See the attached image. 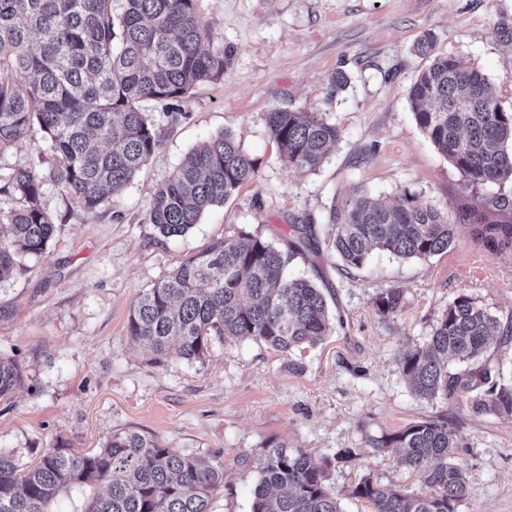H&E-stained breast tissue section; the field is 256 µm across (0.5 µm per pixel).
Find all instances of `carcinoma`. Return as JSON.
<instances>
[{
  "label": "carcinoma",
  "instance_id": "obj_1",
  "mask_svg": "<svg viewBox=\"0 0 512 512\" xmlns=\"http://www.w3.org/2000/svg\"><path fill=\"white\" fill-rule=\"evenodd\" d=\"M198 0H0V152L38 131L51 150L48 174L14 170L0 194L17 205L0 210V279L23 257H40L55 224L42 204L49 179L88 213L128 184L160 145L142 103L176 112L200 83L224 77L232 57L203 25ZM417 125L463 176L471 195L451 213L403 191L389 206L363 193L333 203L326 223L310 215L270 226L271 238L242 228L179 265L131 306L127 332L160 365L171 357L203 362L218 342L262 343L281 354L323 341L332 327L325 293L288 267L326 247L344 275L374 252L402 259L445 254L459 229L480 249L512 256V110L493 94L487 76L455 56L438 55L409 91ZM266 124L280 156L314 171L340 140L319 112L275 108ZM257 179L255 163L224 132L192 148L153 193L149 223L165 238L187 233L202 214ZM403 294L382 288L372 298L388 319ZM499 336L512 340V311L497 315L459 293L437 317L423 344L400 353L398 368L413 395L446 402L470 396L477 415L512 419V383L484 360ZM458 368L449 369V363ZM22 369L0 354V400L22 383ZM463 447L448 414L365 438L314 461L315 452L269 439L244 456L258 474L251 512H344L328 483L332 462L354 467L366 450H398L423 491L409 493L371 474L347 494L370 512H458L471 489L452 451ZM74 488L90 490L83 512H211L224 488V463L210 464L166 446L156 435L114 431L99 448L79 452L61 441L38 461L22 463L0 449V512H49Z\"/></svg>",
  "mask_w": 512,
  "mask_h": 512
}]
</instances>
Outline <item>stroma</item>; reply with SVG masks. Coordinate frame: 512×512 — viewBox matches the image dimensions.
<instances>
[{"mask_svg": "<svg viewBox=\"0 0 512 512\" xmlns=\"http://www.w3.org/2000/svg\"><path fill=\"white\" fill-rule=\"evenodd\" d=\"M198 11L230 48L231 64L222 80L181 102L177 120L160 118L161 143L148 166L93 215L54 183L43 184L52 245L0 280V353L24 371L23 384L0 400V449L29 460L60 440L86 451L118 429L150 432L203 460L221 456L224 488L212 512H250L258 475L241 457L265 441L331 455L444 410L472 480L458 512H512V420L473 414L462 396L445 404L416 398L397 364L458 293L497 313L512 311V264L479 251L468 232L450 253L426 259L373 253L350 278L326 250L297 263L294 273L324 278L329 308L344 323L291 355L253 342L218 343L204 362L173 357L156 366L127 332L137 296L229 228L263 234L292 215L321 219L359 191L388 204L407 190L453 210L467 194L464 180L420 130L408 101L432 62L415 46L431 38L438 52L479 68L510 109L512 0H198ZM338 73L347 82L335 87ZM278 107L320 112L339 127L341 139L319 169L280 159L265 122ZM225 131L255 162L256 182L186 234L159 236L146 218L153 191L191 148ZM474 253L483 264L479 278L462 268ZM380 288L404 295L394 317L375 314ZM364 471L422 490L393 453L367 457L361 469L335 465L328 478L343 493L345 512H363L346 492Z\"/></svg>", "mask_w": 512, "mask_h": 512, "instance_id": "stroma-1", "label": "stroma"}]
</instances>
